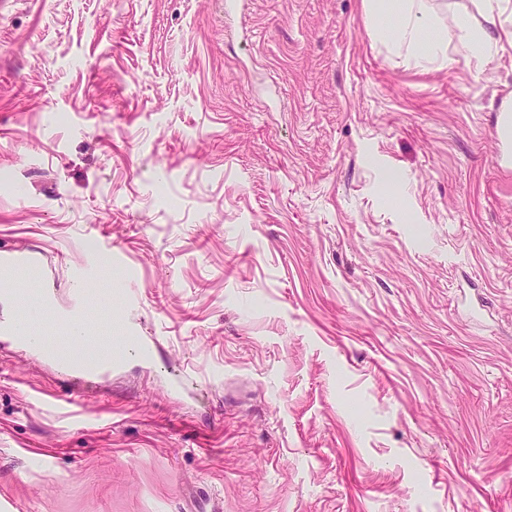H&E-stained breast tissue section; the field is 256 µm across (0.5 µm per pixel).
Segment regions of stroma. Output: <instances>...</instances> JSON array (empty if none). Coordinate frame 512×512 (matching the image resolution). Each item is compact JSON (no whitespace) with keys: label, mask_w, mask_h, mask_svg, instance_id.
Instances as JSON below:
<instances>
[{"label":"stroma","mask_w":512,"mask_h":512,"mask_svg":"<svg viewBox=\"0 0 512 512\" xmlns=\"http://www.w3.org/2000/svg\"><path fill=\"white\" fill-rule=\"evenodd\" d=\"M0 0V250L50 330L101 244L155 357L0 338V512H512V169L491 72L363 0ZM40 263L41 253L38 251H31L24 254H14L6 250H1L0 253V266L7 275L22 265L38 266Z\"/></svg>","instance_id":"35a3bbf8"}]
</instances>
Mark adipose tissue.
Masks as SVG:
<instances>
[{
	"label": "adipose tissue",
	"instance_id": "obj_1",
	"mask_svg": "<svg viewBox=\"0 0 512 512\" xmlns=\"http://www.w3.org/2000/svg\"><path fill=\"white\" fill-rule=\"evenodd\" d=\"M363 9L377 37L422 68L460 57L481 75L512 46V0H449L444 18L431 0H363Z\"/></svg>",
	"mask_w": 512,
	"mask_h": 512
}]
</instances>
